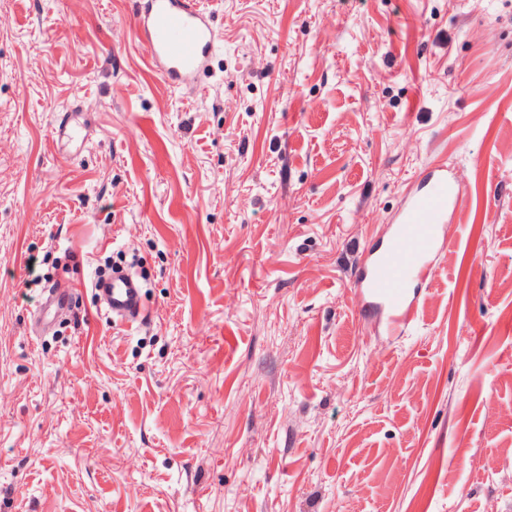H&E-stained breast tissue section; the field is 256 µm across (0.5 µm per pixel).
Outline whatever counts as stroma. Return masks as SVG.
Listing matches in <instances>:
<instances>
[{"instance_id": "stroma-1", "label": "stroma", "mask_w": 512, "mask_h": 512, "mask_svg": "<svg viewBox=\"0 0 512 512\" xmlns=\"http://www.w3.org/2000/svg\"><path fill=\"white\" fill-rule=\"evenodd\" d=\"M210 5L192 93L131 0L0 9V512H512V0ZM441 164L460 204L392 334L351 272ZM77 112L69 110L60 114L53 128V138L57 141L65 140L70 143L86 144L91 140L88 132L89 126L77 120ZM95 291L105 305V310L113 319L122 320L128 327L139 322L144 313L145 301L142 287L135 275L127 271L109 275ZM46 293L43 307L37 313L39 320L51 321L67 316L73 305V292L70 289L48 288Z\"/></svg>"}]
</instances>
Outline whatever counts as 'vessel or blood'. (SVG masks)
I'll list each match as a JSON object with an SVG mask.
<instances>
[{
	"label": "vessel or blood",
	"mask_w": 512,
	"mask_h": 512,
	"mask_svg": "<svg viewBox=\"0 0 512 512\" xmlns=\"http://www.w3.org/2000/svg\"><path fill=\"white\" fill-rule=\"evenodd\" d=\"M132 26L148 48L147 65L171 87L193 91L209 69L218 50L217 34L207 0H133ZM53 137L86 144L87 124L74 111L60 114ZM461 198L457 183L444 165L426 168L418 187L392 224L385 240L369 248L355 268L353 288L361 290L368 309L387 315L392 330L399 331L414 319L419 298L411 285L427 281L432 263L447 238L444 226ZM112 317L126 325L139 322L145 308L142 287L127 271L113 273L97 290ZM68 289H48L39 320L65 317L73 305Z\"/></svg>",
	"instance_id": "vessel-or-blood-1"
}]
</instances>
